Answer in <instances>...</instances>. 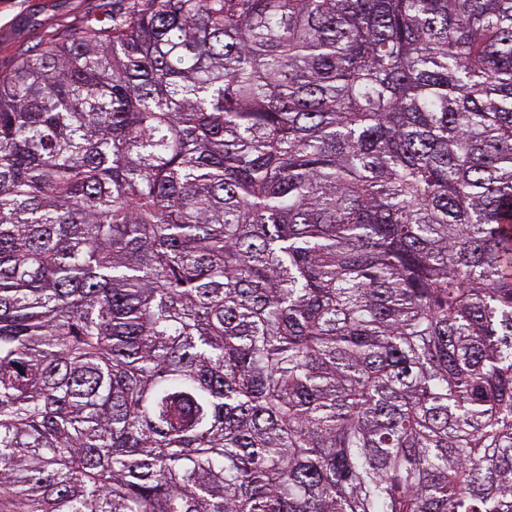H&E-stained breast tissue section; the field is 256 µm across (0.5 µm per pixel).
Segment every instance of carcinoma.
Wrapping results in <instances>:
<instances>
[{"mask_svg": "<svg viewBox=\"0 0 512 512\" xmlns=\"http://www.w3.org/2000/svg\"><path fill=\"white\" fill-rule=\"evenodd\" d=\"M512 0H133L0 72V512H512Z\"/></svg>", "mask_w": 512, "mask_h": 512, "instance_id": "carcinoma-1", "label": "carcinoma"}]
</instances>
